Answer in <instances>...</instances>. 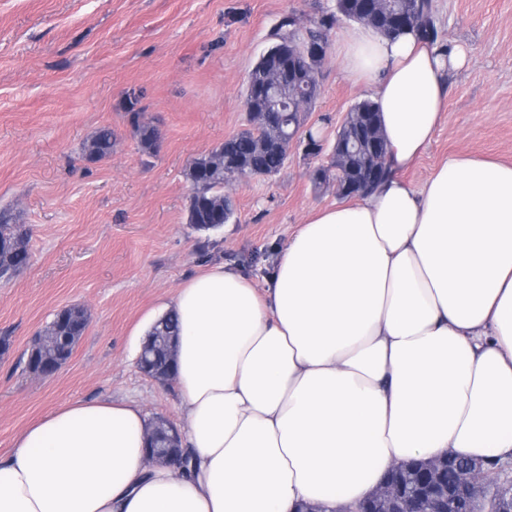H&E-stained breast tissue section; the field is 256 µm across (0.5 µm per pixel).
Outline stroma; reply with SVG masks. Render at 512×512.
Listing matches in <instances>:
<instances>
[{
	"label": "stroma",
	"mask_w": 512,
	"mask_h": 512,
	"mask_svg": "<svg viewBox=\"0 0 512 512\" xmlns=\"http://www.w3.org/2000/svg\"><path fill=\"white\" fill-rule=\"evenodd\" d=\"M334 0H0V212L30 230L29 265L0 283V457L46 414L74 401L132 400L146 417L183 426L175 382L140 373L138 346L151 316L215 264L264 288L282 248L315 208L338 204L315 190L336 129L372 97L328 49L320 92L304 115L325 147L291 143L272 177L224 187L231 222L207 234L186 222L190 163L248 126V73L283 15L310 26ZM443 51L469 62L447 78L442 122L406 172L422 184L451 155L512 163V0H433ZM137 111L162 139L143 153L128 122ZM112 127L111 154L84 144ZM86 330L52 377L24 368L27 349L68 306Z\"/></svg>",
	"instance_id": "35a3bbf8"
}]
</instances>
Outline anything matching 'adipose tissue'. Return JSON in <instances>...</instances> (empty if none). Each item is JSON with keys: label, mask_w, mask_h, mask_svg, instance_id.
Instances as JSON below:
<instances>
[{"label": "adipose tissue", "mask_w": 512, "mask_h": 512, "mask_svg": "<svg viewBox=\"0 0 512 512\" xmlns=\"http://www.w3.org/2000/svg\"><path fill=\"white\" fill-rule=\"evenodd\" d=\"M337 57L374 87L386 178L317 208L264 290L224 265L179 289L188 467L147 465L130 401H76L0 458V512H343L392 465L512 459V164L433 139L465 50L358 26Z\"/></svg>", "instance_id": "1"}]
</instances>
